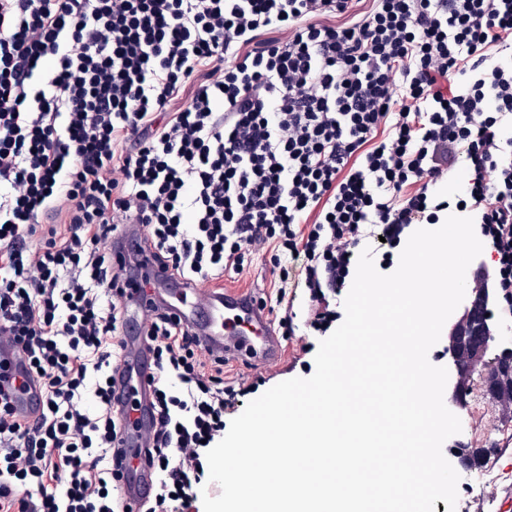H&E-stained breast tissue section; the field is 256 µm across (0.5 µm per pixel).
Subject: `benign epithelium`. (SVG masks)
Listing matches in <instances>:
<instances>
[{
    "label": "benign epithelium",
    "mask_w": 512,
    "mask_h": 512,
    "mask_svg": "<svg viewBox=\"0 0 512 512\" xmlns=\"http://www.w3.org/2000/svg\"><path fill=\"white\" fill-rule=\"evenodd\" d=\"M476 278L482 281L484 287L474 288L468 296V307L481 305L483 307L489 305L490 301L495 298V289L488 287L491 281L490 274L484 267L480 266L476 269ZM492 339L491 332L486 322H476L471 319V313H465L456 323L448 343V360L453 366L455 378V391L452 402H457L460 391L467 377L478 373L485 377L486 380H498V384L494 386V392L498 398L512 402V379L500 375L501 361L512 357V350L505 352L501 359L489 363L484 360L487 344L483 339Z\"/></svg>",
    "instance_id": "7a95c632"
}]
</instances>
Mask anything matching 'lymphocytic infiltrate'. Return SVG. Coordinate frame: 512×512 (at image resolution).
Returning a JSON list of instances; mask_svg holds the SVG:
<instances>
[{
  "label": "lymphocytic infiltrate",
  "mask_w": 512,
  "mask_h": 512,
  "mask_svg": "<svg viewBox=\"0 0 512 512\" xmlns=\"http://www.w3.org/2000/svg\"><path fill=\"white\" fill-rule=\"evenodd\" d=\"M356 2L0 0V343L37 383L26 414L0 391V512H127L124 224L189 287L268 244L277 303L305 289L324 333L363 240L384 237L387 267L412 225L459 208L512 310V0ZM265 29L283 36L256 44ZM460 162L467 181L441 195ZM143 333L141 512H193L240 391L167 311Z\"/></svg>",
  "instance_id": "lymphocytic-infiltrate-1"
}]
</instances>
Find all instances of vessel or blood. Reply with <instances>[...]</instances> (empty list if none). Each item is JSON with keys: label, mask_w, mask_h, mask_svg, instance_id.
I'll return each instance as SVG.
<instances>
[{"label": "vessel or blood", "mask_w": 512, "mask_h": 512, "mask_svg": "<svg viewBox=\"0 0 512 512\" xmlns=\"http://www.w3.org/2000/svg\"><path fill=\"white\" fill-rule=\"evenodd\" d=\"M139 232L125 231L112 243V257L116 264L128 263L137 255ZM149 280L145 290L134 292L128 305L132 316L144 315L147 308L168 306L181 321L196 330L201 343L214 355L227 359H242L260 367L277 358L282 350L281 338L273 327L270 311L258 296L229 294L215 288L184 287L150 263L140 266ZM126 387L137 397L135 410L130 411L131 425L126 436L130 448L145 447L148 433L142 418L150 407L152 390L148 386L141 364L147 354L142 337L123 339Z\"/></svg>", "instance_id": "obj_1"}]
</instances>
